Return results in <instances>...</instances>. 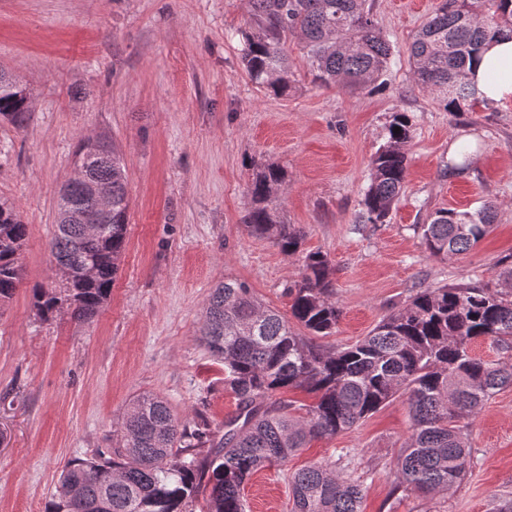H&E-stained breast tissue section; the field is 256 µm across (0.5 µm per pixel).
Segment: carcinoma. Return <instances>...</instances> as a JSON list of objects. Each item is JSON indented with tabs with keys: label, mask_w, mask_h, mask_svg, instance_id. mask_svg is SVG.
Returning <instances> with one entry per match:
<instances>
[{
	"label": "carcinoma",
	"mask_w": 512,
	"mask_h": 512,
	"mask_svg": "<svg viewBox=\"0 0 512 512\" xmlns=\"http://www.w3.org/2000/svg\"><path fill=\"white\" fill-rule=\"evenodd\" d=\"M248 12L242 64L263 91L281 96L291 88L292 38L307 50L314 83L360 90L384 84L392 46L369 0H248ZM502 35L512 36V0H444L409 48L414 84L450 112L473 110L484 99L469 80L471 65ZM28 107L23 85L0 72V116L20 128ZM410 133L406 116L394 113L370 162L360 223H384L402 194ZM90 145L91 137L81 139L75 157L86 162L58 200L51 256L64 274L32 289V308L42 321L65 311L78 322L96 316L125 250L126 171L117 149L94 155ZM284 179L276 165L253 174L247 228L295 255L304 231L278 221L274 207ZM495 209L492 199L474 212L439 209L415 230L430 254L453 258L487 235ZM26 237L15 208L1 202L0 303L21 284ZM288 292L289 318L237 279L224 280L210 295L201 342L224 362V384L238 400L223 434L202 416L180 418L158 395H138L118 423L119 446L73 459L44 512H189L204 492L207 512H245L242 490L253 473L285 464L311 438L352 428L400 392L408 397L413 425L398 459L396 488L430 493L459 482L470 463L461 420L512 385L511 357L487 361L471 350L483 338L512 351V290L419 288L369 336L346 347L313 342L331 335L341 315L327 255L306 254L301 279ZM292 319L308 335L295 331ZM298 388L316 401L295 417L281 395ZM289 487L292 512H359L360 485L328 463L295 473Z\"/></svg>",
	"instance_id": "1"
}]
</instances>
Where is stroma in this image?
<instances>
[{
    "label": "stroma",
    "instance_id": "1",
    "mask_svg": "<svg viewBox=\"0 0 512 512\" xmlns=\"http://www.w3.org/2000/svg\"><path fill=\"white\" fill-rule=\"evenodd\" d=\"M441 0H372L395 55L380 88L315 85L289 41L294 82L265 94L241 62L247 0H0V68L30 93L23 128L0 121V199L28 234L23 282L0 305V512H43L73 458L115 447L127 404L149 392L213 431L237 411L224 365L199 336L209 296L246 282L288 313L302 266L249 235L246 186L257 167L287 174L279 216L303 227L302 249L327 254L342 315L325 346L363 339L413 290L496 287L512 257V97L448 112L414 88L407 49ZM412 124L404 191L382 224H361L369 163L392 113ZM114 143L130 198L126 248L99 314L44 322L34 286L54 276L50 243L62 186L83 137ZM462 175L448 174L460 142ZM498 204L489 234L469 253L431 255L415 225L440 208ZM406 395L353 428L313 439L244 487L246 512H291L288 478L334 460L361 488V512H492L512 496V386L469 421L471 464L448 491L396 488L411 434Z\"/></svg>",
    "mask_w": 512,
    "mask_h": 512
}]
</instances>
